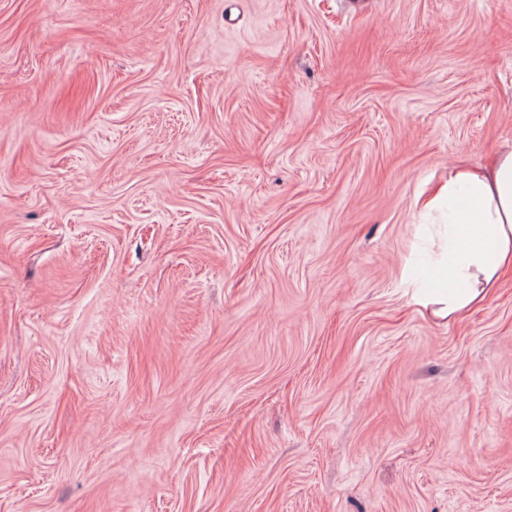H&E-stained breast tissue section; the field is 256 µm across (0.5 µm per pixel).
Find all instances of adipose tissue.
Returning <instances> with one entry per match:
<instances>
[{
  "label": "adipose tissue",
  "mask_w": 512,
  "mask_h": 512,
  "mask_svg": "<svg viewBox=\"0 0 512 512\" xmlns=\"http://www.w3.org/2000/svg\"><path fill=\"white\" fill-rule=\"evenodd\" d=\"M448 207L447 245L434 274L440 288L425 302L450 317L483 302L505 270L512 269V143L493 165L476 171L454 166L425 207Z\"/></svg>",
  "instance_id": "ef3b65f1"
}]
</instances>
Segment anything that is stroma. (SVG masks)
Wrapping results in <instances>:
<instances>
[{
	"label": "stroma",
	"mask_w": 512,
	"mask_h": 512,
	"mask_svg": "<svg viewBox=\"0 0 512 512\" xmlns=\"http://www.w3.org/2000/svg\"><path fill=\"white\" fill-rule=\"evenodd\" d=\"M508 138L512 0H0V512H512ZM448 204L447 246L434 274L435 288L422 302L434 313L456 316L483 302L505 270L512 269V143L504 144L493 165L476 171L454 166L424 208Z\"/></svg>",
	"instance_id": "stroma-1"
}]
</instances>
